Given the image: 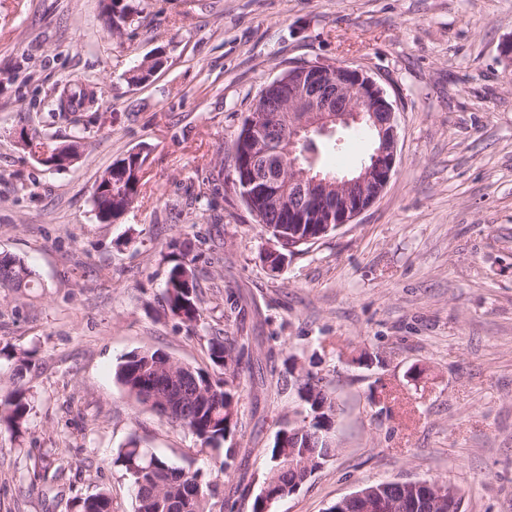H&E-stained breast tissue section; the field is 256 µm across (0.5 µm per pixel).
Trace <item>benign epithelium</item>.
<instances>
[{
    "mask_svg": "<svg viewBox=\"0 0 512 512\" xmlns=\"http://www.w3.org/2000/svg\"><path fill=\"white\" fill-rule=\"evenodd\" d=\"M285 89L288 110V151L275 146L268 128L277 117L269 111L250 115L248 157L253 169L252 185L266 205L276 211L306 217L304 204H321L318 234L351 223L373 205L387 187L396 163L398 133L396 112L382 87L362 70L344 63L307 64L274 81ZM365 124L374 136V148L357 170L349 174L303 167L296 158L297 146L354 124ZM171 398L162 400L169 413L184 405L185 386L172 376ZM457 491L448 487V497L430 501L432 512H452ZM404 501L377 489L346 496L336 512H404Z\"/></svg>",
    "mask_w": 512,
    "mask_h": 512,
    "instance_id": "7a95c632",
    "label": "benign epithelium"
}]
</instances>
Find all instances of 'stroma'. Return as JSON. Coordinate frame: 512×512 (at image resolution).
<instances>
[{
	"label": "stroma",
	"instance_id": "stroma-1",
	"mask_svg": "<svg viewBox=\"0 0 512 512\" xmlns=\"http://www.w3.org/2000/svg\"><path fill=\"white\" fill-rule=\"evenodd\" d=\"M109 33L101 0H0V252L34 272L25 297L0 290V348L31 351L33 410L0 430V512H68L99 490L134 512L113 459L130 438L174 466L217 474L224 502L250 512L261 451L295 393L243 381L236 466L136 405L113 370L159 349L208 367L209 336L250 342L261 373L294 365L326 377L339 450L275 512H327L379 481L460 488L465 512H512V0H133ZM162 52L143 83L130 71ZM339 62L392 102L398 152L383 195L351 224L287 253L226 184L224 153L259 91L289 69ZM95 105L63 118L65 85ZM82 136L69 168L42 165L18 135ZM324 169L354 171L372 134L346 131ZM146 157L140 196L99 223L96 182ZM213 192L201 193L203 180ZM201 239L205 316L189 328L160 300L172 243ZM238 300L230 313L228 297Z\"/></svg>",
	"mask_w": 512,
	"mask_h": 512
}]
</instances>
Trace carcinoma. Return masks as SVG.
<instances>
[{
	"label": "carcinoma",
	"mask_w": 512,
	"mask_h": 512,
	"mask_svg": "<svg viewBox=\"0 0 512 512\" xmlns=\"http://www.w3.org/2000/svg\"><path fill=\"white\" fill-rule=\"evenodd\" d=\"M134 12L133 6L123 0H112V17L117 20V29H122ZM58 99L61 112H77L92 105L94 92L87 83L68 85ZM245 129H240L227 152L233 153L234 192L241 196L244 181L250 170L242 163L241 148ZM22 141L30 152L51 160L60 149L37 134H24ZM144 159H133L128 155L112 164V188L98 186L92 201L97 218L106 223L117 219L126 208L139 197L143 178ZM247 209L263 227L278 228L284 223L282 215L265 208L258 201H244ZM170 263L164 283V311L181 323L196 327L203 322L204 308L200 295L196 261L198 254L190 242L179 245L178 252L164 255ZM33 271L20 259L0 253V288L18 292L31 285ZM12 361L13 390L0 399V429L20 434L27 429L29 415L33 409L29 389L22 384L31 370L32 359L28 351L0 349ZM207 357L210 369L194 368L193 399L185 404L187 415L165 414L156 409L157 402L146 396L152 384H158L165 373H183L185 365L179 362L165 366L159 350L132 351L124 355L115 368V380L128 397L148 408L167 422L181 428L201 441V445L213 451L224 450L220 471L228 472L236 461L238 449L230 445L221 448L236 429L238 420L231 419L232 412H240V385L235 378L242 375L241 356L232 355V343L226 336L215 335L207 340ZM278 392L293 390L302 401L300 423L284 419L276 431L273 445L264 449V471L262 489L250 505L251 512H274V506L283 500L280 492L304 481L303 473L287 465L288 453L308 455L315 460L311 472H316L336 455V444L327 441L325 429L336 425V401L324 378L311 370L297 375L291 370L279 375L271 382ZM114 464L121 467L129 477L135 490V512H212L211 501L221 494L220 483L211 475L197 469L184 470L170 465L151 448H143L135 438L129 439L118 449ZM70 512H113L112 496L103 490L85 498L76 497L70 503Z\"/></svg>",
	"instance_id": "1"
}]
</instances>
